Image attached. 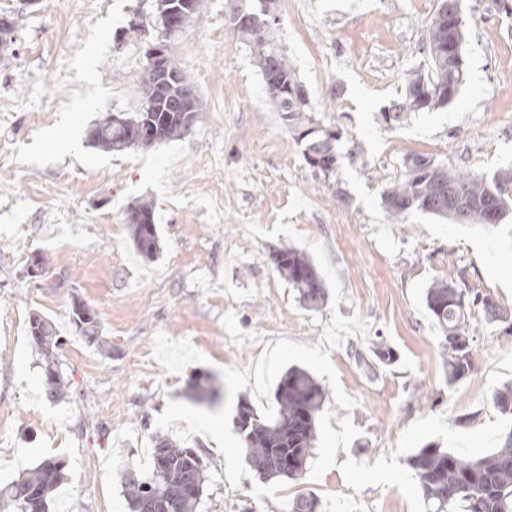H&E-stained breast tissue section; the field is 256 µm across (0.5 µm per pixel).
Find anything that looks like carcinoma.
<instances>
[{
  "mask_svg": "<svg viewBox=\"0 0 512 512\" xmlns=\"http://www.w3.org/2000/svg\"><path fill=\"white\" fill-rule=\"evenodd\" d=\"M278 0H249L244 6L249 22L234 28L238 40L251 51L262 76L275 70L281 88L267 90L272 109L281 113L284 124L303 144V159L313 173L327 179L336 176V142L340 131L316 122L313 106L295 68L281 50L275 23H267L266 11ZM456 0H442L432 17L425 49L429 65L413 72L406 84L403 99L393 105L396 124L409 114L431 111L449 104L464 80V68L448 65L438 55L443 43L466 40L467 31L461 15L444 13L445 5ZM201 0H156L158 24L163 41L170 45L183 31L181 15L194 14ZM14 25L9 16L0 18V49L7 51L14 43ZM166 68L179 75L180 84L166 85L156 78L139 76L141 97L139 111L130 116L106 113L92 124L88 141L92 147L109 153L130 149H150L187 134L184 123L174 112L186 89H193L190 79L167 52ZM448 88V98L436 93L428 96L421 84ZM431 160L412 155L404 158V177L384 187L381 198L388 211L396 216L419 210L454 223L489 224L483 200L491 194L500 198L498 221L512 213V167L491 175L429 167ZM125 221L137 251L154 260L161 252L160 230L155 224L153 205L137 202L126 208ZM275 268L293 288L299 304L306 310L323 306L327 298L325 282L310 258L295 247L284 246L274 254ZM49 261L42 251L34 252L25 265L30 278L45 276ZM426 306L443 332L442 348L448 353V385L466 378L472 369V347L466 336L471 310L479 308L484 317L496 319L499 306L487 295L466 291L444 281L434 282L426 291ZM75 331L86 343L105 350L96 312L82 303L74 305L71 316ZM29 333L44 358V385L47 396L59 400L69 389L68 380L56 360L55 351L63 345L56 326L48 317L34 313L29 318ZM274 398L277 414L260 416L252 404L241 402L236 418L237 431L246 443V458L261 483L296 481L305 468L316 439V417L326 391L314 376L300 367H291L278 384ZM499 413L512 420V389L504 387L494 396ZM152 462L146 470L124 467L120 482L131 512H151L152 506L169 512H196L207 478L209 463L193 448L183 447L169 438L154 434ZM283 454L292 457L284 469L278 465ZM417 480L418 494L426 512H512V424L503 431L502 445L478 458H464L434 444H427L408 457ZM62 465L52 458L22 473L16 480L0 486V509L16 507L19 512H49L53 492L62 482ZM321 500L311 491L296 492L289 512H320Z\"/></svg>",
  "mask_w": 512,
  "mask_h": 512,
  "instance_id": "obj_1",
  "label": "carcinoma"
}]
</instances>
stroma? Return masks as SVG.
<instances>
[{"mask_svg":"<svg viewBox=\"0 0 512 512\" xmlns=\"http://www.w3.org/2000/svg\"><path fill=\"white\" fill-rule=\"evenodd\" d=\"M440 0H279L276 36L313 105L341 131L333 179L316 176L268 105L258 67L203 0L173 46L200 104L182 138L122 154L86 135L106 112L136 111L137 77L157 34L155 0H0L15 43L0 53V484L45 457L64 463L50 512H127L118 472L149 464L159 432L211 462L197 512H287L295 489L324 512H424L407 458L429 444L463 457L500 445L492 396L512 384V233L419 211L390 215L386 184L418 154L478 173L512 167V14L461 0L464 82L445 107L386 124L409 74L426 68ZM141 37L116 43L132 16ZM152 200L162 252L143 259L124 210ZM290 245L328 289L300 306L275 269ZM44 277H27L34 251ZM438 280L490 296L504 319L468 317L471 374L448 382L442 334L426 308ZM83 302L107 352L73 331ZM51 318L70 384L47 399L32 313ZM382 336L396 355L373 364ZM293 366L326 391L299 485L262 484L236 428L241 400L276 412ZM215 408L189 398L196 382ZM352 497H345L344 488Z\"/></svg>","mask_w":512,"mask_h":512,"instance_id":"obj_1","label":"stroma"}]
</instances>
